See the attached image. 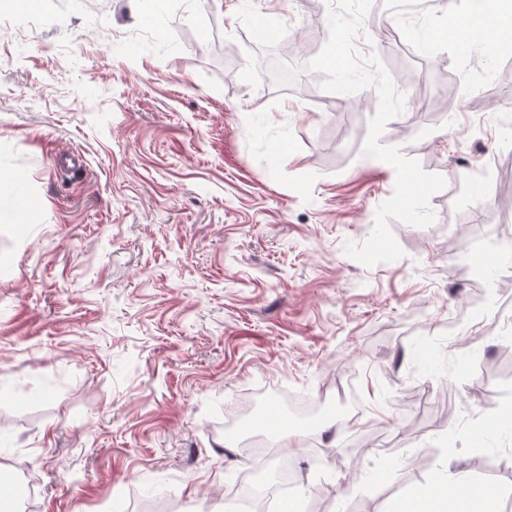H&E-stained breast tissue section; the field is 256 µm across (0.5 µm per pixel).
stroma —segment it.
Instances as JSON below:
<instances>
[{"label": "stroma", "mask_w": 512, "mask_h": 512, "mask_svg": "<svg viewBox=\"0 0 512 512\" xmlns=\"http://www.w3.org/2000/svg\"><path fill=\"white\" fill-rule=\"evenodd\" d=\"M98 2L0 8V186L31 205L0 214V471L35 476L29 512H140L153 486L173 512H225L239 480L274 482L272 450L302 512H433L479 455L512 493V436L481 396L512 391L490 376L512 357V265L468 270L512 238V50L460 45L442 0H372L397 89L416 77L450 107L409 94L386 124L381 144L446 186L430 226L390 221L401 259L365 266L344 246L396 173L363 152L376 88L327 93L305 68L325 0ZM270 17L301 67L280 88L255 52ZM66 150L82 168L55 167Z\"/></svg>", "instance_id": "obj_1"}]
</instances>
